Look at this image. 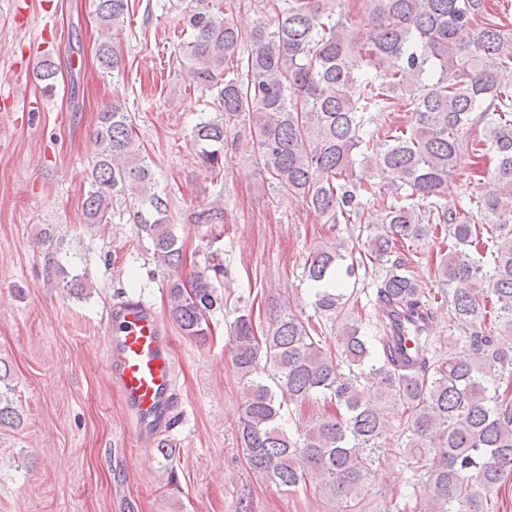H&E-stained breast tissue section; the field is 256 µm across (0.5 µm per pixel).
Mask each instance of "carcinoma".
Masks as SVG:
<instances>
[{
	"instance_id": "obj_1",
	"label": "carcinoma",
	"mask_w": 512,
	"mask_h": 512,
	"mask_svg": "<svg viewBox=\"0 0 512 512\" xmlns=\"http://www.w3.org/2000/svg\"><path fill=\"white\" fill-rule=\"evenodd\" d=\"M130 0H93L102 29L96 55L102 73L123 58L111 32L123 26ZM182 65L200 92L205 116L191 129L200 164L221 176L228 138L245 140L251 163L274 192L299 197L326 224L360 212L378 195L367 234L308 250L304 274L315 286L314 314L288 306L262 335L252 314L230 325L232 362L245 397L238 435L248 468L288 492L309 485L362 512L374 450L398 429L405 438L409 486L423 512H491L512 479V35L492 0H276L242 30L224 0H179ZM412 124L387 133L370 151L384 113L396 101ZM483 138L468 140L472 127ZM125 105L98 113L100 150L83 201L84 223H112L114 202L126 203L138 240L152 246L166 280L169 315L186 336L209 338V316L224 306L214 286L223 264L185 280L173 275L183 244L172 229L169 196L158 189L151 158L133 133ZM490 152L498 193L451 209L448 192L470 159L481 174ZM371 181L354 179L355 164ZM222 224L224 204L192 215ZM491 232L492 263L483 260ZM444 233L435 256L437 287L415 279L408 241ZM375 267L374 334L345 321L354 294L347 284L360 267ZM448 349L433 335L441 312ZM419 313L415 355L393 335L400 316ZM340 326L336 347L326 327ZM347 366L350 375L342 372ZM11 370L0 365V427L23 424ZM322 402L301 434L282 421L291 404Z\"/></svg>"
}]
</instances>
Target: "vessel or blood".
<instances>
[{
	"label": "vessel or blood",
	"instance_id": "vessel-or-blood-1",
	"mask_svg": "<svg viewBox=\"0 0 512 512\" xmlns=\"http://www.w3.org/2000/svg\"><path fill=\"white\" fill-rule=\"evenodd\" d=\"M106 367L132 413L135 434L146 440L176 415V360L162 319L140 301H125L105 318Z\"/></svg>",
	"mask_w": 512,
	"mask_h": 512
}]
</instances>
